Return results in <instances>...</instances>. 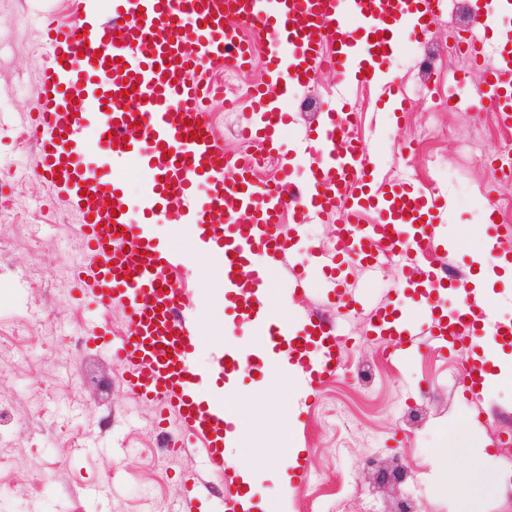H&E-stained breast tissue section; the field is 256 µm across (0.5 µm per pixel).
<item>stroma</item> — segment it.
<instances>
[{"label":"stroma","instance_id":"stroma-1","mask_svg":"<svg viewBox=\"0 0 512 512\" xmlns=\"http://www.w3.org/2000/svg\"><path fill=\"white\" fill-rule=\"evenodd\" d=\"M430 29L428 43L441 53V75L429 80L418 62L416 44L404 42L390 78L405 92L402 115L377 109L379 88L351 84L346 93L360 111L355 136L375 157L387 179H409L435 188L451 206L454 231L465 261L483 256L489 235L485 222L487 172L468 158L464 139L484 133L483 150L501 142L493 112L471 107L480 76L466 61L448 68L445 51L475 0H446ZM54 13L70 18V0H0V254L10 265L0 277V485L10 493L0 512H178L187 474L198 472L214 492L224 482L208 474L198 453L162 461L151 419L155 405L134 398L123 376L102 351L86 346L89 318L73 299L71 267L83 244L74 217L56 201L54 189L33 174L36 153L24 141V115L42 103L44 57L36 43V21ZM264 51L239 74L233 89V123H225L223 101L210 106L209 119L224 136V148L239 151L240 129L257 119L246 88L264 80ZM336 79L296 87L288 103L292 121L282 142L288 163L302 171L295 151L303 130L315 125L336 98ZM459 101L446 105L448 95ZM429 139H422V131ZM365 310L338 320L346 342L337 377L318 392L297 429L288 408L300 387L291 372L270 366L266 376H244L234 405L245 418L243 451L256 458L258 499L281 501L282 512H393L404 495L416 512H460L462 497L444 490L443 474L467 470L460 460L440 471L438 460L459 429L484 441L482 480L473 488L478 512H503L512 499V469L502 467L497 441L512 431V384L494 385L481 405L470 404L461 387V365L431 347L395 362L385 344L366 338L368 307L396 284V268L369 274L354 270ZM196 289V316L209 336L249 346L254 333L224 313L217 283L201 278L196 265L177 273ZM272 289L297 310L323 309V283L310 272L304 291L295 292L287 268L275 271ZM299 449L309 470L307 482L282 486L283 449ZM399 451L406 476L397 486L376 479L375 462ZM287 499H279L280 490Z\"/></svg>","mask_w":512,"mask_h":512}]
</instances>
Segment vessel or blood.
Returning a JSON list of instances; mask_svg holds the SVG:
<instances>
[{"mask_svg": "<svg viewBox=\"0 0 512 512\" xmlns=\"http://www.w3.org/2000/svg\"><path fill=\"white\" fill-rule=\"evenodd\" d=\"M444 0H73L75 19L63 25L41 16L38 32L46 64L43 105L28 115L37 149L35 174L54 183L77 222L84 246L74 266V297L93 308L118 306L127 330L115 335L91 323L86 339L123 370L127 389L158 403L154 424L171 428V448L180 454L202 449L208 465L236 471L229 456L242 426L230 404L240 376L278 360L316 394L343 366L335 323L316 313L295 318L274 308L269 275L288 267L303 290L307 266L328 284L329 303L357 309V285L349 271L357 263L369 273L393 261L400 278L370 313L367 334L395 353L431 346L461 360L467 400L480 404L489 392L490 362L475 359V341L512 349V323L478 302L473 277L445 278L426 259L438 246L456 256L447 198L426 194L405 181L382 178L366 146L352 131L358 113L345 98L306 130L298 148L307 158L304 182L288 165L278 186L265 190L250 156L226 153L209 123L208 77L219 64L240 70L251 62L254 42L266 46L271 80L253 85L249 96L256 122L242 135L263 153L277 155L289 121L274 96L290 98L318 71L339 83L383 85L388 110L403 107L401 91L384 84L402 40L425 45ZM512 13V0H479L473 27L495 32L494 47L471 45L483 74L480 99L490 101L503 126H512V29L496 19ZM194 52H186L185 39ZM94 129V143L85 132ZM143 173L140 203L129 209L118 175ZM112 199L104 209L101 197ZM376 221H367V212ZM223 223H215V214ZM186 224L198 250L224 269V304L233 319L254 328L250 352L211 348L195 318L193 297L174 276L181 252L162 246L155 224L168 215ZM291 215L283 225V215ZM335 216L336 232L310 255L297 245L306 224ZM512 259V238L492 236L487 264ZM249 276H240L242 266ZM201 478L184 480L181 512H201Z\"/></svg>", "mask_w": 512, "mask_h": 512, "instance_id": "obj_1", "label": "vessel or blood"}]
</instances>
